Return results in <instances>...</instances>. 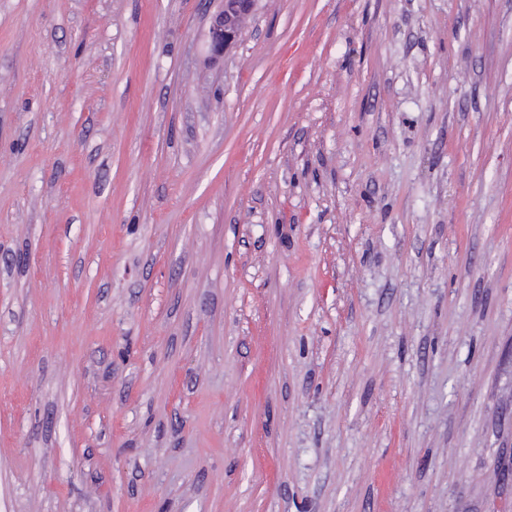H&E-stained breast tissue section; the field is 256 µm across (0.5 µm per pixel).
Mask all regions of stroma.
Wrapping results in <instances>:
<instances>
[{
    "mask_svg": "<svg viewBox=\"0 0 512 512\" xmlns=\"http://www.w3.org/2000/svg\"><path fill=\"white\" fill-rule=\"evenodd\" d=\"M0 0V512H512V0ZM258 0H220V7L210 19L207 32L209 64L224 63V56L237 45L245 20L251 16Z\"/></svg>",
    "mask_w": 512,
    "mask_h": 512,
    "instance_id": "1",
    "label": "stroma"
}]
</instances>
